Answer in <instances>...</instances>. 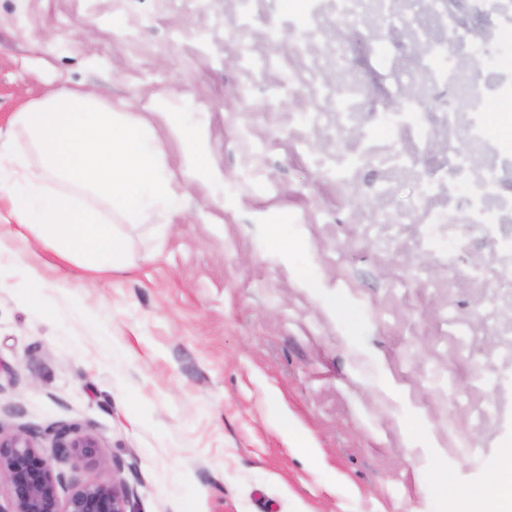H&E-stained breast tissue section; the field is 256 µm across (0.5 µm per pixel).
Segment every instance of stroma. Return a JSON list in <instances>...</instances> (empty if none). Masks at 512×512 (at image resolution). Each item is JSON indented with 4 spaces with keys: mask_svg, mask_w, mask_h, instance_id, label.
I'll return each instance as SVG.
<instances>
[{
    "mask_svg": "<svg viewBox=\"0 0 512 512\" xmlns=\"http://www.w3.org/2000/svg\"><path fill=\"white\" fill-rule=\"evenodd\" d=\"M458 3L468 27L496 30L482 63L512 73V28ZM288 14L284 0L244 23L234 0H0V141L38 166L16 113L102 89L154 129L177 196L134 224L82 198L127 245L114 269L60 255L0 200V431L44 451L63 426L94 437L95 456L55 471L121 480L137 512H465L512 447V257L477 228L434 239L421 223L440 140L410 177L361 169L364 200L338 190L320 157L340 133L306 120L330 111L317 89L336 68L303 71ZM373 32L363 13L326 32L368 112L394 85L388 57L410 53L378 54ZM248 53L279 66L246 75ZM380 180L391 230L367 196Z\"/></svg>",
    "mask_w": 512,
    "mask_h": 512,
    "instance_id": "stroma-1",
    "label": "stroma"
}]
</instances>
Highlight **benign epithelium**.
Masks as SVG:
<instances>
[{
    "instance_id": "obj_1",
    "label": "benign epithelium",
    "mask_w": 512,
    "mask_h": 512,
    "mask_svg": "<svg viewBox=\"0 0 512 512\" xmlns=\"http://www.w3.org/2000/svg\"><path fill=\"white\" fill-rule=\"evenodd\" d=\"M96 447L93 437H74L69 427L54 432L50 454L37 448L26 432H0V479L8 486L0 512H129V493L120 481L75 483L66 497L60 496L62 477L52 457L76 448L91 455Z\"/></svg>"
}]
</instances>
